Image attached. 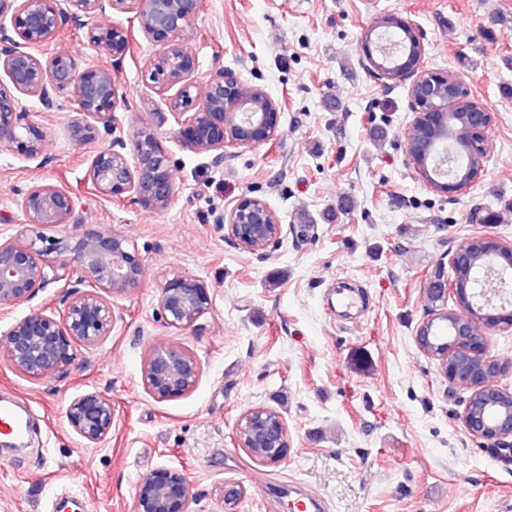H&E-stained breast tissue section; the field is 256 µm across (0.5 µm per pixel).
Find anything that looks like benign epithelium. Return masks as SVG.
<instances>
[{"label": "benign epithelium", "mask_w": 512, "mask_h": 512, "mask_svg": "<svg viewBox=\"0 0 512 512\" xmlns=\"http://www.w3.org/2000/svg\"><path fill=\"white\" fill-rule=\"evenodd\" d=\"M202 9L203 0H0V16L11 13V28L0 24V75H4L0 78V144L14 148L26 160L39 158L45 134L26 111L23 97L35 98L46 112L63 109L60 100L64 98L76 108L77 117L70 124L72 139L80 145H97L89 169L94 190L145 209L168 204L174 192L171 167L155 134L138 130L128 142L116 135V112L123 99L112 65L126 57L131 36L120 25L89 23L112 12L134 14L144 35L165 43V51L150 62L146 79L163 95L175 90L167 97V107L185 148L222 162L230 148L274 140L281 118L279 104L264 92L262 105L247 107L241 96L246 82L239 73L222 69L196 93L191 80L197 65L192 42L194 22ZM68 26L83 32L86 42L103 50L109 62L82 69L70 54L42 60L39 49ZM414 39L418 56L396 75L389 68L372 66L368 44H362V50L370 63L369 74L380 85L391 88L408 83L409 104L415 113L407 133L408 160L434 191L457 193L482 171L486 158L482 134L494 113L456 75L428 68L423 38L416 35ZM459 102L474 105L460 118L466 124L474 165L463 178L438 181L429 175L425 160L440 139L441 124L455 116L447 108ZM19 206L31 234H0V309L24 305L36 289L68 280L72 270L87 283V289L72 295L59 313L40 309L15 318L0 341V357L16 371L40 380L67 372L80 347L96 346L112 335L117 322L112 298L139 287L144 265L132 241L97 227L85 229L73 242L43 235L42 228L78 223L74 197L56 184L33 183L22 193ZM225 228L228 237L250 253L265 252L282 234V224L271 207L248 196L232 207ZM479 247L501 255L512 253L511 242L491 237H474L460 246L450 259L454 279H441L435 288L439 300L453 294L458 310L433 312L418 328L416 342L440 361L448 382L471 390L463 426L470 436L495 446L512 437V407H503L512 393L496 384L508 365L490 355L488 336L512 328V309L504 306L481 314L469 302L466 289L457 287L459 269L475 261ZM52 252L60 259L46 260ZM210 303L208 289L194 277L167 281L157 299L161 319L178 329L193 326ZM200 375L193 353L159 344L144 360L141 381L152 397L166 400L189 393ZM264 413L266 409L258 407L242 415L236 432L238 447L260 465H276L290 452L288 425L282 417L267 418ZM112 416V399L96 390L75 396L65 409L69 428L88 445L107 439ZM190 500L186 472L161 467L138 480L135 512H188Z\"/></svg>", "instance_id": "benign-epithelium-1"}]
</instances>
